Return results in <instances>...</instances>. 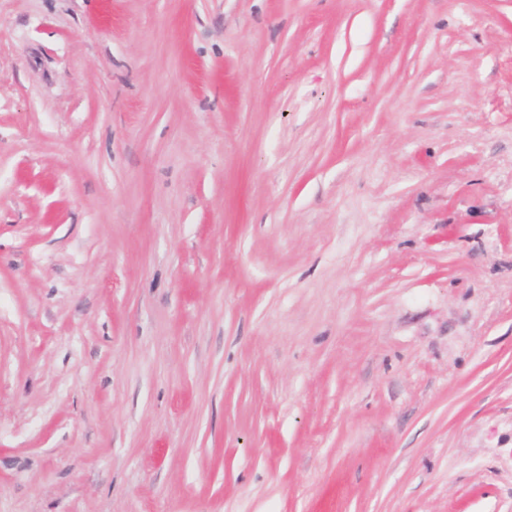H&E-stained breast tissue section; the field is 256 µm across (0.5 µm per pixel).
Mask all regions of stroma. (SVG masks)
I'll return each instance as SVG.
<instances>
[{"instance_id":"35a3bbf8","label":"stroma","mask_w":512,"mask_h":512,"mask_svg":"<svg viewBox=\"0 0 512 512\" xmlns=\"http://www.w3.org/2000/svg\"><path fill=\"white\" fill-rule=\"evenodd\" d=\"M0 512H512V0H0Z\"/></svg>"}]
</instances>
